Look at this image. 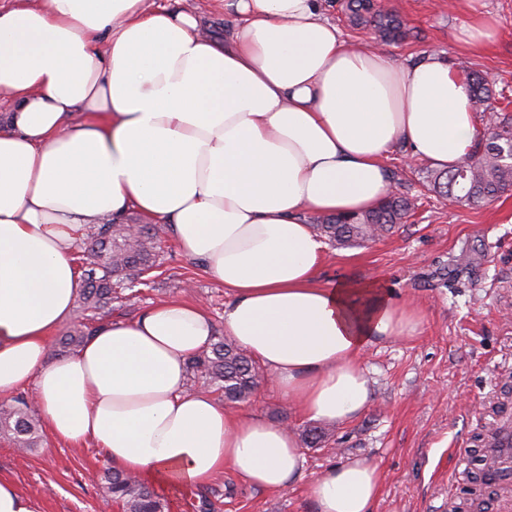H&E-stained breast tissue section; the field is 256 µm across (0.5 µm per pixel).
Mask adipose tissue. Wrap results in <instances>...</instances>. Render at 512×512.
<instances>
[{"label":"adipose tissue","instance_id":"ef3b65f1","mask_svg":"<svg viewBox=\"0 0 512 512\" xmlns=\"http://www.w3.org/2000/svg\"><path fill=\"white\" fill-rule=\"evenodd\" d=\"M220 2L236 20L222 41L151 0L0 10V395L33 386L54 440L94 445L150 486L202 490L228 469L277 492L304 462L287 427L188 385L214 334L202 306L159 302L50 359L80 286L77 244L108 215L169 225L227 291L225 336L279 395L309 419L349 421L372 402L363 350L420 318L378 283L321 281L325 247L307 216L379 206L396 146L457 165L477 125L443 54L408 65L349 42L322 0ZM475 2L457 0L465 51L497 38ZM380 491L378 466L351 459L309 495L316 512H372Z\"/></svg>","mask_w":512,"mask_h":512}]
</instances>
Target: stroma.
Segmentation results:
<instances>
[{"label": "stroma", "mask_w": 512, "mask_h": 512, "mask_svg": "<svg viewBox=\"0 0 512 512\" xmlns=\"http://www.w3.org/2000/svg\"><path fill=\"white\" fill-rule=\"evenodd\" d=\"M413 29L385 51L409 62L427 52L466 59L512 97V0H477L500 36L489 48L464 52L455 35L464 15L448 0H384ZM417 205L385 237L346 248L327 246L319 276L327 282L376 281L394 301L418 309L411 337L370 346L361 363L373 399L355 419L333 425L325 443L304 448V466L292 486L278 492L251 487L233 472L218 477L202 496L211 512H316L308 488L330 466L349 457L378 465L381 493L373 512H499L498 494L457 467L473 454L499 417L512 416V191L465 205L436 193L430 165L395 150L385 161ZM163 263L153 281L124 290L112 317L131 318L173 296L204 305L216 328L228 300L202 263L184 256L165 236ZM236 412L288 426L303 436L313 420L262 384ZM112 467L97 448H74L52 438L19 453L0 440V479L40 501L42 512H121L101 491Z\"/></svg>", "instance_id": "stroma-1"}]
</instances>
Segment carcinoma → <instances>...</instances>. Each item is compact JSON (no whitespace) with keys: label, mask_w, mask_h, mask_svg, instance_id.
I'll return each instance as SVG.
<instances>
[{"label":"carcinoma","mask_w":512,"mask_h":512,"mask_svg":"<svg viewBox=\"0 0 512 512\" xmlns=\"http://www.w3.org/2000/svg\"><path fill=\"white\" fill-rule=\"evenodd\" d=\"M341 11L355 26H372L385 41L407 39L410 29L394 11L375 0H340ZM466 80L473 108L483 114L484 131L471 152L456 166L430 175L433 186L459 203L474 205L491 201L512 189V118L495 106V90L477 71L469 70ZM391 191L375 210L343 217L318 215L312 227L323 239L344 247L381 237L403 223L415 208L413 200L401 192L402 183L389 176ZM92 242L77 253L82 288L77 297L82 312L97 314L112 305L117 288L145 283L154 269L160 242V227L137 225L134 237L128 225L112 217L91 230ZM94 327L82 321L63 338L65 348L79 347L92 335ZM189 373L202 385L224 393V403L246 402L258 390L264 370L235 342L220 338L189 361ZM0 437L17 447L32 450L42 443L40 419L24 397L0 407ZM105 496L122 512H168V505L148 485L119 471H107L101 486Z\"/></svg>","instance_id":"1"}]
</instances>
